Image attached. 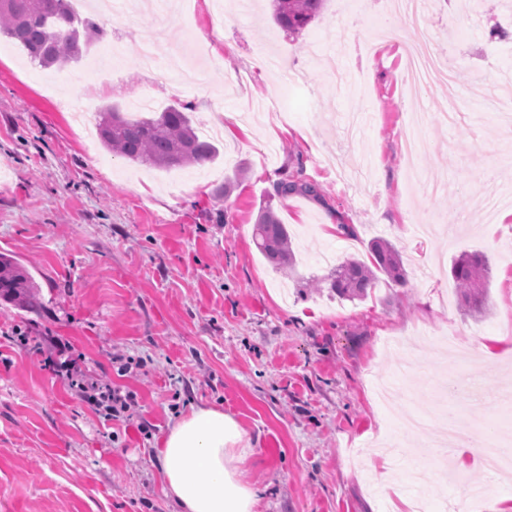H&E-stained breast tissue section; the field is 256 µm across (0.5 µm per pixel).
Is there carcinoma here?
Here are the masks:
<instances>
[{
  "label": "carcinoma",
  "instance_id": "obj_1",
  "mask_svg": "<svg viewBox=\"0 0 512 512\" xmlns=\"http://www.w3.org/2000/svg\"><path fill=\"white\" fill-rule=\"evenodd\" d=\"M326 0H270L272 18L283 29L296 33L317 18ZM74 15L68 0H0V34L23 46L27 56L44 68L64 67L79 58L80 36L86 39L104 34L101 24L83 21L84 32L73 26ZM98 136L112 153L131 162L158 169H172L212 162L217 148L199 137L182 104L172 105L151 117L128 118L114 107L100 111ZM279 194H317L310 183L280 182ZM257 249L274 268L293 264V250L286 225L271 207L259 212L253 225ZM371 263L350 256L327 276L329 289L342 299L363 300L385 276L393 283H404L405 273L399 254L390 242L375 239L369 244ZM451 275L461 292L468 312L482 316L487 311L489 266L477 252H464L452 260ZM38 285L29 273L9 255L0 254V301L14 307H38Z\"/></svg>",
  "mask_w": 512,
  "mask_h": 512
}]
</instances>
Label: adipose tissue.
<instances>
[{
	"label": "adipose tissue",
	"mask_w": 512,
	"mask_h": 512,
	"mask_svg": "<svg viewBox=\"0 0 512 512\" xmlns=\"http://www.w3.org/2000/svg\"><path fill=\"white\" fill-rule=\"evenodd\" d=\"M244 432L223 410L195 406L178 418L154 456L176 512H255L259 491L241 478Z\"/></svg>",
	"instance_id": "adipose-tissue-1"
}]
</instances>
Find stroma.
I'll list each match as a JSON object with an SVG mask.
<instances>
[{
	"label": "stroma",
	"instance_id": "1",
	"mask_svg": "<svg viewBox=\"0 0 512 512\" xmlns=\"http://www.w3.org/2000/svg\"><path fill=\"white\" fill-rule=\"evenodd\" d=\"M384 7L327 0L289 33L266 0H174L163 16L104 18V35L61 69L0 34V253L32 275L40 302L0 304V512H172L153 451L197 405L244 430L257 512H406L414 497L462 512L464 486L512 494V476L489 478L476 449L437 467L433 434L401 435L376 396L512 434V405L494 395L512 383V355L479 348L512 333V207L491 223L469 207L477 193L512 194V127L473 93L512 90L498 79L512 72L507 8L433 0L418 22L386 28ZM146 38L162 58L192 51L201 77L149 82L135 54ZM423 40L451 60L453 86L406 84L397 56ZM140 95L157 112L186 105L198 129L222 120L217 159L151 169L72 119L76 104L136 114ZM413 128L427 143L415 182L403 153ZM297 178L318 196L276 194ZM267 204L294 239L284 270L252 239ZM377 238L400 254L405 283L354 302L308 287ZM464 251L490 268L482 317L450 273ZM81 380L133 392L128 416L97 413Z\"/></svg>",
	"mask_w": 512,
	"mask_h": 512
}]
</instances>
